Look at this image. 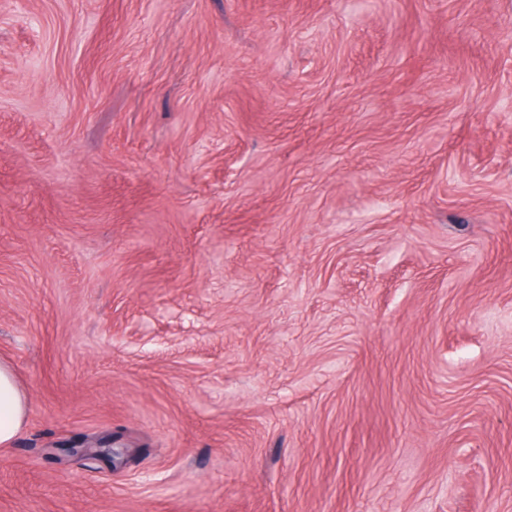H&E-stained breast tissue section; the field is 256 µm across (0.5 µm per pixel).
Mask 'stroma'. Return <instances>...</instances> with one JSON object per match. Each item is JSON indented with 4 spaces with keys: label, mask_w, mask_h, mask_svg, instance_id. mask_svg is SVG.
<instances>
[{
    "label": "stroma",
    "mask_w": 512,
    "mask_h": 512,
    "mask_svg": "<svg viewBox=\"0 0 512 512\" xmlns=\"http://www.w3.org/2000/svg\"><path fill=\"white\" fill-rule=\"evenodd\" d=\"M1 360L0 512H512V0H0ZM28 414L26 393L12 367L0 362V445H8L22 430Z\"/></svg>",
    "instance_id": "stroma-1"
}]
</instances>
